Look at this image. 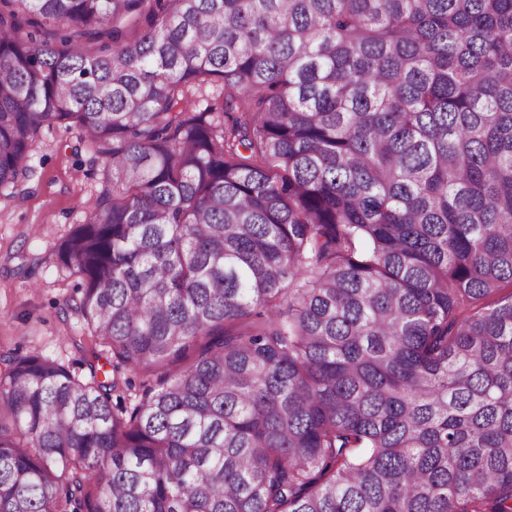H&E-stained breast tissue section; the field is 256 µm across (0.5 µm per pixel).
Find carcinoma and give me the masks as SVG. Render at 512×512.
Masks as SVG:
<instances>
[{
  "label": "carcinoma",
  "mask_w": 512,
  "mask_h": 512,
  "mask_svg": "<svg viewBox=\"0 0 512 512\" xmlns=\"http://www.w3.org/2000/svg\"><path fill=\"white\" fill-rule=\"evenodd\" d=\"M45 124L94 347L0 372V512H512V0H0V187Z\"/></svg>",
  "instance_id": "cac0c4a2"
}]
</instances>
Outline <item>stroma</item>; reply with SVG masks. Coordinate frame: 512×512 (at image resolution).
Segmentation results:
<instances>
[{"mask_svg":"<svg viewBox=\"0 0 512 512\" xmlns=\"http://www.w3.org/2000/svg\"><path fill=\"white\" fill-rule=\"evenodd\" d=\"M17 186L0 189V371L38 351L75 365L81 319L77 279L56 264V249L83 223L99 168L79 128L43 127Z\"/></svg>","mask_w":512,"mask_h":512,"instance_id":"stroma-1","label":"stroma"}]
</instances>
